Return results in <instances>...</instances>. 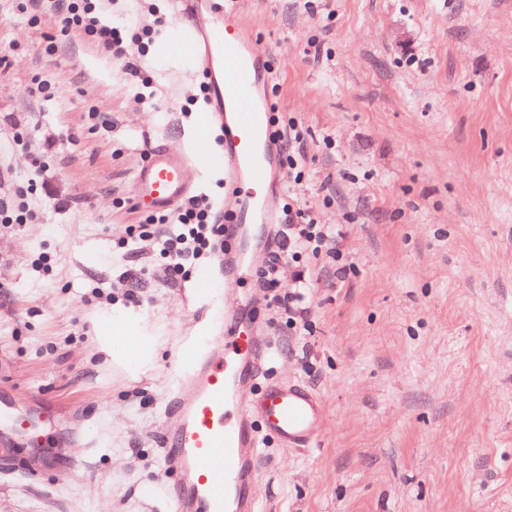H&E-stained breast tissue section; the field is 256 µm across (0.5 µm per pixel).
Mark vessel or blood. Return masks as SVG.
Masks as SVG:
<instances>
[{
	"mask_svg": "<svg viewBox=\"0 0 512 512\" xmlns=\"http://www.w3.org/2000/svg\"><path fill=\"white\" fill-rule=\"evenodd\" d=\"M225 14V5L212 0L181 46L200 59L210 78L211 108L192 153L156 145L134 175L138 204L153 212L170 210L192 193L185 178L188 166L209 158L210 126L223 128L224 193L234 201V222L220 263L226 314L209 350L183 355L193 371L172 399L175 437L165 442L175 474L167 491L175 512H257L261 460L254 422H261L281 447L292 449L310 446L324 417L322 399L305 385L261 382L265 344L258 328L236 311L246 227L276 223L278 204L269 187L281 164L270 140L268 100L259 84L265 65L251 32L224 23Z\"/></svg>",
	"mask_w": 512,
	"mask_h": 512,
	"instance_id": "b4317fda",
	"label": "vessel or blood"
}]
</instances>
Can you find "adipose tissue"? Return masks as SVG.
Here are the masks:
<instances>
[{
    "mask_svg": "<svg viewBox=\"0 0 512 512\" xmlns=\"http://www.w3.org/2000/svg\"><path fill=\"white\" fill-rule=\"evenodd\" d=\"M101 344L111 352L117 365L132 372H144L152 366L157 341L145 329L140 315L129 311L102 327Z\"/></svg>",
    "mask_w": 512,
    "mask_h": 512,
    "instance_id": "ef3b65f1",
    "label": "adipose tissue"
}]
</instances>
